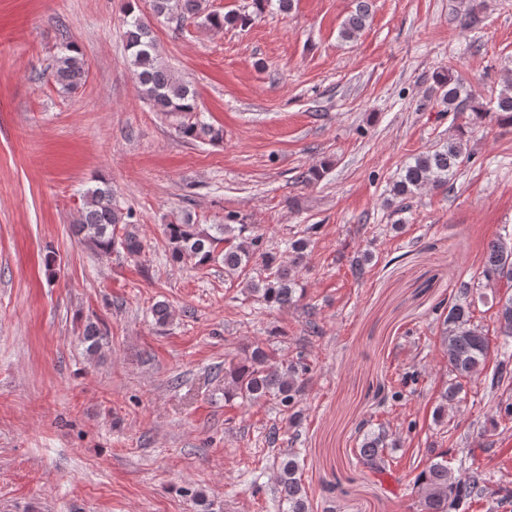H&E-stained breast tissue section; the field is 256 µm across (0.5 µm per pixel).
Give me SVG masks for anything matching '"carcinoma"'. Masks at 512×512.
<instances>
[{
  "label": "carcinoma",
  "mask_w": 512,
  "mask_h": 512,
  "mask_svg": "<svg viewBox=\"0 0 512 512\" xmlns=\"http://www.w3.org/2000/svg\"><path fill=\"white\" fill-rule=\"evenodd\" d=\"M156 18L174 21L179 25L195 19L222 28L224 25L247 24L249 14L221 15L203 13L202 0H152ZM371 12V0H356L355 10L344 20L339 36L355 38L366 26ZM124 37L130 51L129 63L142 99L156 112L178 114L182 121L178 133L185 139L220 141L223 131L205 123L198 117L196 94L179 81L171 69L160 60L149 31L142 18L130 10L123 20ZM86 61L79 47L67 41L52 65L56 85L64 92L76 90L86 77ZM434 82L448 103L450 112H470L473 124L484 121L490 114L497 116L501 125L512 126V85H507L496 100L485 105L473 104L464 80L448 70L437 72ZM469 159L463 137L459 136L409 161L393 182L391 192L405 201L426 185L448 187L459 167ZM80 218L73 225L79 242L96 251L109 254L120 248L130 258H137L143 250L142 243L132 234L120 235L117 228L131 223L132 211H123L112 198V187L100 182L86 190ZM319 225L305 229V236L283 242L284 251L292 253L291 264L282 260L280 252L264 245L261 235H249L220 254V244L246 232L247 225L209 224L194 222L186 212L166 225V235L171 246L170 258L174 263L190 262L196 267L205 266L223 257L224 271L231 278H248L247 289L257 294L267 305H291L303 296L304 287L292 274L298 265L311 237ZM483 276L486 281L505 279L512 282V237L497 238L488 245L484 260ZM473 285L460 286L457 296L447 304L439 303L435 314L440 325V339L448 352V367L455 380L448 383L440 395L438 418H443L448 405L458 399L463 390L461 380L478 378L486 368L490 350L487 332L473 322ZM497 335L502 337L500 359L493 381L499 383L512 377V296L498 301L496 312ZM306 367L299 362L282 364L272 353L261 346L252 349L246 363L224 371V399L239 397L246 400L273 398L286 409L297 404L301 391L300 380ZM388 434L383 425L362 434L357 448L359 461L376 472L385 470ZM461 473L448 467V454H437L414 478L411 492L419 497L420 512H469L471 504L487 499L488 474L477 467L465 465L460 460ZM280 499L286 504L285 512H308V495L299 474L296 454H282L276 476Z\"/></svg>",
  "instance_id": "obj_1"
}]
</instances>
